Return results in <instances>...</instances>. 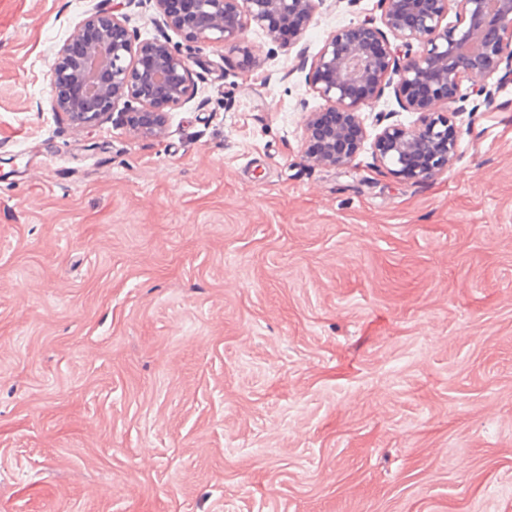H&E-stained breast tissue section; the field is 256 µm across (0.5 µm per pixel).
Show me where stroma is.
<instances>
[{
  "label": "stroma",
  "instance_id": "1",
  "mask_svg": "<svg viewBox=\"0 0 512 512\" xmlns=\"http://www.w3.org/2000/svg\"><path fill=\"white\" fill-rule=\"evenodd\" d=\"M99 0H0V512H512V83L457 158L316 165L295 52L173 36L165 134L74 130ZM326 0L300 44L380 16Z\"/></svg>",
  "mask_w": 512,
  "mask_h": 512
}]
</instances>
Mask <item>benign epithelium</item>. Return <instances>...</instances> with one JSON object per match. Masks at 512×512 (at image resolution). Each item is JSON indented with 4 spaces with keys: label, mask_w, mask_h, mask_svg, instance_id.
<instances>
[{
    "label": "benign epithelium",
    "mask_w": 512,
    "mask_h": 512,
    "mask_svg": "<svg viewBox=\"0 0 512 512\" xmlns=\"http://www.w3.org/2000/svg\"><path fill=\"white\" fill-rule=\"evenodd\" d=\"M173 0H154L163 29L188 42L238 43L254 24L284 48L301 40L325 0H192L187 14L171 9ZM380 19L366 18L332 31L310 67L308 81L337 121L320 130V112L306 123V140L321 134L322 151L306 153L319 165L350 163L370 143L375 164L416 181L448 169L456 158V140L448 127L458 112L462 82L488 104L492 88L512 80V0H379ZM455 21H448L449 14ZM276 18L292 28L283 40L269 24ZM94 28L96 40L79 56L66 40L50 66V107L71 128L83 129L112 115L130 131L160 136L169 120L167 107L195 96L186 57L163 32L139 40L125 27L123 14L95 7L81 29ZM418 50H413V47ZM393 88L401 108L417 115L405 126H382L378 112L369 135L361 107ZM122 111L114 113L116 105Z\"/></svg>",
    "instance_id": "benign-epithelium-1"
}]
</instances>
